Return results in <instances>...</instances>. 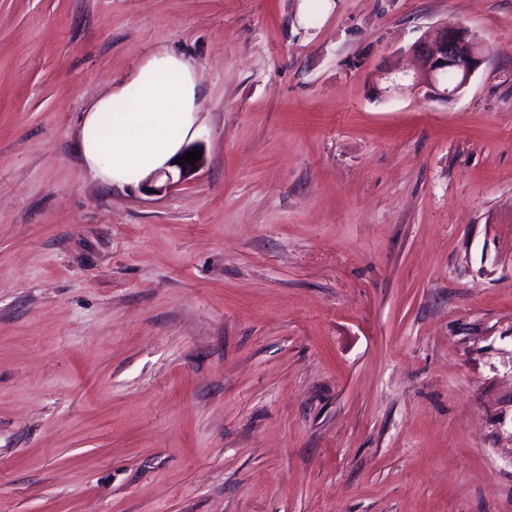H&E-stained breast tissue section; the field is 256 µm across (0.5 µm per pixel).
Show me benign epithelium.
Segmentation results:
<instances>
[{
  "mask_svg": "<svg viewBox=\"0 0 512 512\" xmlns=\"http://www.w3.org/2000/svg\"><path fill=\"white\" fill-rule=\"evenodd\" d=\"M419 63L424 83L433 93L439 91L452 95L463 88L478 68L481 60L480 44L469 29L456 24H446L430 40L415 43L411 47ZM444 89H439V86ZM204 159L191 165L178 166V178L167 174L165 187L181 183L187 176L200 169Z\"/></svg>",
  "mask_w": 512,
  "mask_h": 512,
  "instance_id": "obj_1",
  "label": "benign epithelium"
}]
</instances>
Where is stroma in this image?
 <instances>
[{
    "instance_id": "stroma-1",
    "label": "stroma",
    "mask_w": 512,
    "mask_h": 512,
    "mask_svg": "<svg viewBox=\"0 0 512 512\" xmlns=\"http://www.w3.org/2000/svg\"><path fill=\"white\" fill-rule=\"evenodd\" d=\"M335 2L0 0V512H512V0ZM164 52L205 164L106 182ZM419 63L424 83L433 93L452 95L463 88L478 68L481 60L480 44L469 29L446 24L430 40L411 47Z\"/></svg>"
}]
</instances>
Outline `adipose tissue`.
I'll return each instance as SVG.
<instances>
[{"label":"adipose tissue","instance_id":"adipose-tissue-1","mask_svg":"<svg viewBox=\"0 0 512 512\" xmlns=\"http://www.w3.org/2000/svg\"><path fill=\"white\" fill-rule=\"evenodd\" d=\"M197 110L189 64L167 53L155 56L88 111L84 157L109 183H140L173 166L192 133Z\"/></svg>","mask_w":512,"mask_h":512}]
</instances>
